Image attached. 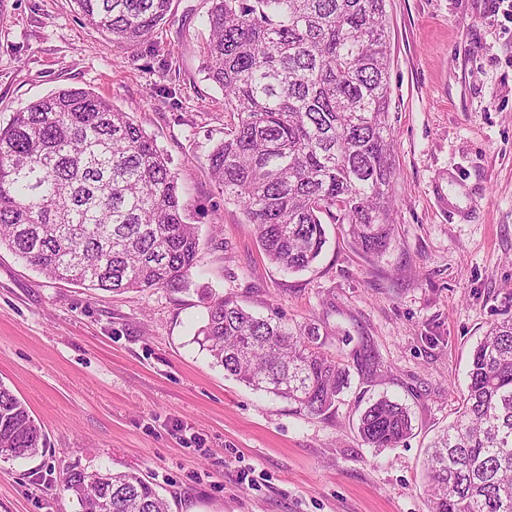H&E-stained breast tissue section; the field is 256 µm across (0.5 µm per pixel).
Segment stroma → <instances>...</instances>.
<instances>
[{
    "instance_id": "1",
    "label": "stroma",
    "mask_w": 512,
    "mask_h": 512,
    "mask_svg": "<svg viewBox=\"0 0 512 512\" xmlns=\"http://www.w3.org/2000/svg\"><path fill=\"white\" fill-rule=\"evenodd\" d=\"M207 8L172 0L129 49L70 0L0 8V124L60 88L102 94L168 154L200 234L186 288L122 295L0 248V382L47 443L0 460V512H78L60 492L71 465L139 472L170 512H427L428 443L456 415L475 345L512 316V23L488 0H386L396 240L368 258L329 221L318 261L287 273L209 176L230 117L202 70ZM206 293L318 325L349 373L335 406L312 415L225 375L196 341ZM384 395L413 434L372 448L359 418Z\"/></svg>"
}]
</instances>
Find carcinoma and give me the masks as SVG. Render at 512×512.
<instances>
[{"label":"carcinoma","mask_w":512,"mask_h":512,"mask_svg":"<svg viewBox=\"0 0 512 512\" xmlns=\"http://www.w3.org/2000/svg\"><path fill=\"white\" fill-rule=\"evenodd\" d=\"M78 19L117 46L165 21L172 0H71ZM203 72L232 116L209 154L210 176L236 201L267 259L309 268L326 244L322 217L347 225L358 250L395 237L385 0H208ZM170 159L129 113L92 90L61 88L0 125V247L55 280L112 293L179 288L197 262ZM200 345L247 386L323 415L348 372L322 351L320 328L277 308L256 316L210 297ZM412 432L402 404L381 397L359 434L395 448ZM46 445L26 405L0 382V458ZM429 512H512V318L474 347L457 419L431 443ZM63 492L80 512H168L133 471L75 466Z\"/></svg>","instance_id":"carcinoma-1"}]
</instances>
